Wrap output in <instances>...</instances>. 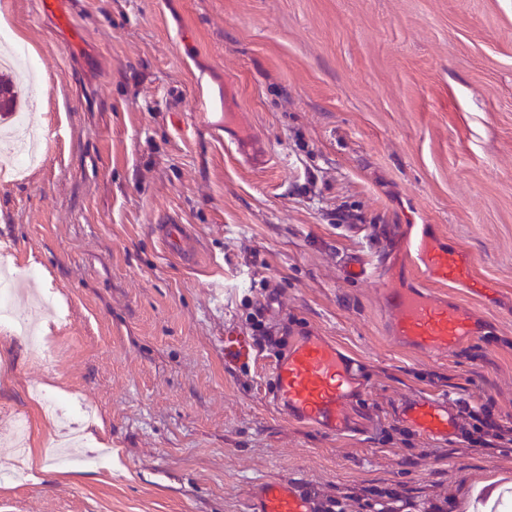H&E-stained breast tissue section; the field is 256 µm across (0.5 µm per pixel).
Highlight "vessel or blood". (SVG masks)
I'll use <instances>...</instances> for the list:
<instances>
[{"label": "vessel or blood", "mask_w": 512, "mask_h": 512, "mask_svg": "<svg viewBox=\"0 0 512 512\" xmlns=\"http://www.w3.org/2000/svg\"><path fill=\"white\" fill-rule=\"evenodd\" d=\"M43 15L62 28H70L71 16L64 0H37ZM197 110L208 118L228 107V99L216 96L205 79L196 81ZM229 146L253 166L264 165L267 153L260 139L225 128ZM398 252L408 257L417 288H387L381 303L388 315L387 333L399 346L439 357L463 344L488 336L486 318L449 301L448 285H462L477 298L486 288L473 273V262L453 248L432 245L424 232L403 234ZM273 390L269 395L275 411L288 420L310 425L335 435L355 432L359 423L351 414L363 399L366 384L361 363L336 342L313 334L287 337L272 365ZM400 418L428 437L445 438L455 431L447 399L409 396L398 406ZM249 512H313L310 500L289 480L255 484Z\"/></svg>", "instance_id": "vessel-or-blood-1"}]
</instances>
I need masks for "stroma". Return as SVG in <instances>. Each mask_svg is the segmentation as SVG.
I'll return each instance as SVG.
<instances>
[{
    "label": "stroma",
    "mask_w": 512,
    "mask_h": 512,
    "mask_svg": "<svg viewBox=\"0 0 512 512\" xmlns=\"http://www.w3.org/2000/svg\"><path fill=\"white\" fill-rule=\"evenodd\" d=\"M73 27L35 0H0V27L45 78L28 113L40 164L0 179L1 257L50 293L61 331L44 359L0 327V465L11 417L30 421L29 471L0 512H247L253 486L322 495L401 485L417 498L512 483V451L426 437L406 395L512 416V0H68ZM231 85L269 163L245 164L195 111V80ZM184 224L179 252L162 241ZM431 224L491 290L449 299L494 339L432 358L387 334L380 279L398 225ZM268 320L362 361L364 433L336 436L269 404L275 350L226 359ZM76 396L104 465L52 463L58 424L31 395Z\"/></svg>",
    "instance_id": "35a3bbf8"
}]
</instances>
